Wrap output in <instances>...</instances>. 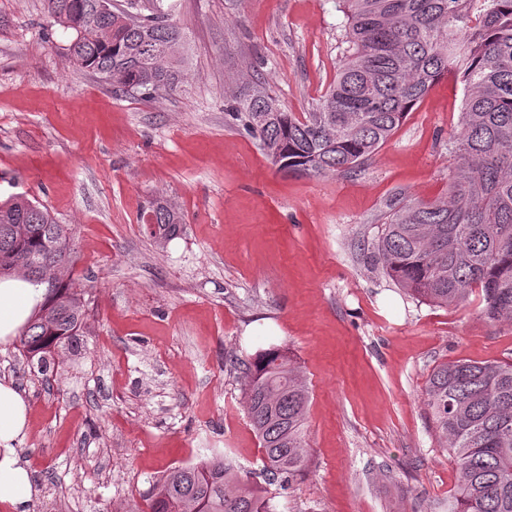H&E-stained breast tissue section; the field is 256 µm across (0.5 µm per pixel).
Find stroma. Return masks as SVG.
Instances as JSON below:
<instances>
[{
  "label": "stroma",
  "mask_w": 512,
  "mask_h": 512,
  "mask_svg": "<svg viewBox=\"0 0 512 512\" xmlns=\"http://www.w3.org/2000/svg\"><path fill=\"white\" fill-rule=\"evenodd\" d=\"M338 5L178 0L187 77L145 99L69 66L43 0H0V202L23 194L71 225L87 290L82 347L52 377L0 345V377L30 405L33 512H145L166 470L215 453L260 480L244 370L272 347L310 391L306 469L278 512H446L456 472L427 380L512 359V326L490 325L477 293L416 300L368 254L398 194H445L462 84L436 83L338 176L280 171L224 110L256 71L286 110L311 111L336 77ZM157 197L183 218L167 241L139 221Z\"/></svg>",
  "instance_id": "obj_1"
}]
</instances>
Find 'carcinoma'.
I'll list each match as a JSON object with an SVG mask.
<instances>
[{"mask_svg": "<svg viewBox=\"0 0 512 512\" xmlns=\"http://www.w3.org/2000/svg\"><path fill=\"white\" fill-rule=\"evenodd\" d=\"M70 30L66 60L121 94L151 98L187 76L185 36L168 0H45ZM347 18L336 81L312 111L281 107L260 80L227 100V112L281 170L325 176L361 168L438 81L464 85L455 165L446 195L401 197L370 259L414 298L456 306L476 290L485 319L512 325V0H342ZM159 235L180 215L157 202L140 214ZM73 233L23 195L0 203V276L46 289L22 330L26 359L44 374L79 344L84 291L76 287ZM244 403L263 452L264 484L243 481L222 458L177 466L148 491L150 512H275L270 487L289 491L306 468L310 392L278 348L246 366ZM435 437L456 464L448 512H512V360L440 364L426 389Z\"/></svg>", "mask_w": 512, "mask_h": 512, "instance_id": "cac0c4a2", "label": "carcinoma"}]
</instances>
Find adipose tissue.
<instances>
[{
  "instance_id": "obj_1",
  "label": "adipose tissue",
  "mask_w": 512,
  "mask_h": 512,
  "mask_svg": "<svg viewBox=\"0 0 512 512\" xmlns=\"http://www.w3.org/2000/svg\"><path fill=\"white\" fill-rule=\"evenodd\" d=\"M44 289L20 278L0 280V344L16 338L44 301ZM30 428V410L12 379L0 378V503L30 512L38 491L19 447Z\"/></svg>"
}]
</instances>
